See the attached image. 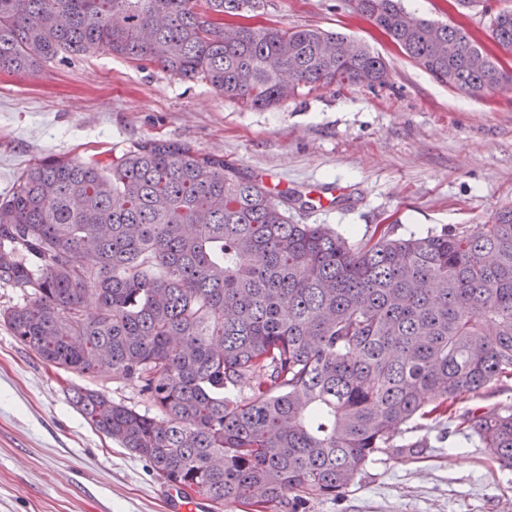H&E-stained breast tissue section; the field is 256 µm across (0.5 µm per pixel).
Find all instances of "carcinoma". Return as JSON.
<instances>
[{"label":"carcinoma","mask_w":512,"mask_h":512,"mask_svg":"<svg viewBox=\"0 0 512 512\" xmlns=\"http://www.w3.org/2000/svg\"><path fill=\"white\" fill-rule=\"evenodd\" d=\"M355 2L448 88L512 86V9L490 15L492 51L401 0ZM260 5L0 0V72L108 51L258 108L388 83L385 60L367 46L345 54L340 33L252 25ZM474 54L488 62L469 65ZM301 200L170 140L105 161L44 157L0 198V282L27 296L0 316L44 362L137 387L157 415L87 387L68 400L164 483L213 504L300 512L341 496L373 455L430 448L399 441L409 423L457 420L512 468V406L453 409L512 377V207L477 235L377 224L351 239L293 222Z\"/></svg>","instance_id":"obj_1"}]
</instances>
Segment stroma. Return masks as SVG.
Segmentation results:
<instances>
[{
	"label": "stroma",
	"instance_id": "stroma-1",
	"mask_svg": "<svg viewBox=\"0 0 512 512\" xmlns=\"http://www.w3.org/2000/svg\"><path fill=\"white\" fill-rule=\"evenodd\" d=\"M417 16L466 25L488 39L480 8L403 0ZM255 25L346 34L390 69L379 87L330 86L269 108L225 100L209 85L109 53L0 73V197L48 155L106 158L144 138L189 144L228 170L322 204L294 209L358 239L392 224L398 235L463 226L481 232L512 207V90L474 98L420 69L354 11L352 0H263ZM103 390L139 411L136 387L103 373L59 370L0 322V512H168V487L150 466L92 430L69 403L74 387ZM419 458L377 454L356 485L306 512H512V470L489 459L455 423L429 432Z\"/></svg>",
	"mask_w": 512,
	"mask_h": 512
}]
</instances>
